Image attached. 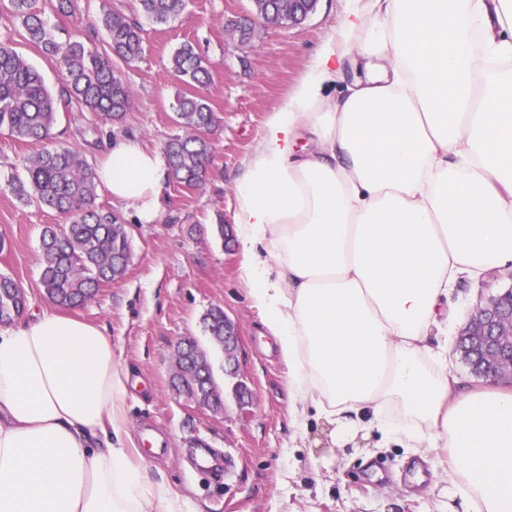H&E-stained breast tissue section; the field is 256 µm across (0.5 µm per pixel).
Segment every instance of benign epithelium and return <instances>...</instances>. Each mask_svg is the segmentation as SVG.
<instances>
[{"label": "benign epithelium", "instance_id": "1", "mask_svg": "<svg viewBox=\"0 0 512 512\" xmlns=\"http://www.w3.org/2000/svg\"><path fill=\"white\" fill-rule=\"evenodd\" d=\"M288 0V25L298 26L316 9L319 0ZM468 343L479 348L487 360L482 376L512 377V289L479 301L461 333ZM238 332L235 325L224 319V366L236 369ZM233 396L240 410L252 405V392L247 384L238 380L234 384Z\"/></svg>", "mask_w": 512, "mask_h": 512}]
</instances>
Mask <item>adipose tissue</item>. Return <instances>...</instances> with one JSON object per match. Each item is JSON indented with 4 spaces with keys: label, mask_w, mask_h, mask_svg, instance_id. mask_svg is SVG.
I'll use <instances>...</instances> for the list:
<instances>
[{
    "label": "adipose tissue",
    "mask_w": 512,
    "mask_h": 512,
    "mask_svg": "<svg viewBox=\"0 0 512 512\" xmlns=\"http://www.w3.org/2000/svg\"><path fill=\"white\" fill-rule=\"evenodd\" d=\"M98 177L143 224L166 156L115 140ZM250 301L296 403L336 433L443 448L473 512H512V388L431 346L458 282L512 265V0H353L235 184ZM94 323L0 326V512H199L128 430Z\"/></svg>",
    "instance_id": "1"
}]
</instances>
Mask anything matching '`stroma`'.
Here are the masks:
<instances>
[{
    "instance_id": "obj_1",
    "label": "stroma",
    "mask_w": 512,
    "mask_h": 512,
    "mask_svg": "<svg viewBox=\"0 0 512 512\" xmlns=\"http://www.w3.org/2000/svg\"><path fill=\"white\" fill-rule=\"evenodd\" d=\"M72 16L56 15L49 0L33 8L58 39L67 32H88L103 47V31H91L102 0H76ZM349 0H320L316 12L297 27H272L255 19L251 0H185L181 15L165 25L143 21L145 54L125 68L132 105L108 134H94L95 116L73 112L55 129L58 140L99 163L112 137H135L162 149L182 129L172 108L179 90L169 72V57L182 42H192L211 69L207 96L222 119L211 135L212 165L206 184L187 191L165 183L161 217L152 224L132 213L122 220L130 232L132 260L125 275L101 288L74 313L105 327L117 361L139 386L127 400L133 438L150 431L166 440L168 456L152 462L170 482L189 494L200 512H468L466 500L448 482L445 457L429 460L386 442L377 430L336 442L323 433L314 410L296 416L288 385V366L257 310L247 299L236 245H222L215 224L232 225L233 186L244 160L270 112L311 70L315 54L337 27ZM251 20L258 37L253 48L240 46L224 25ZM9 36L18 51L43 76L51 91L61 88L56 61L23 37L18 20L0 5V37ZM38 143L0 132V272L11 275L28 296L29 311L47 307L39 288L40 232L59 216L36 203L22 204L8 182L21 170L23 157ZM512 287V268L459 282L448 299V371L459 378L472 372L456 342L479 300ZM221 307L239 332L240 375L253 393L249 411H241L224 376V354L205 332L202 316ZM191 337L206 350L214 378L225 389L224 409L214 413L175 398L170 390L173 350ZM206 447L225 457L229 475L217 482L190 462L191 448Z\"/></svg>"
}]
</instances>
